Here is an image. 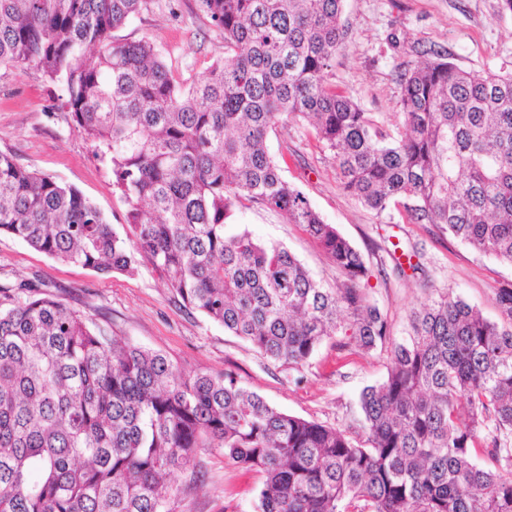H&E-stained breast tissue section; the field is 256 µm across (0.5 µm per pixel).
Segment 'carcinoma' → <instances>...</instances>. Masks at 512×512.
<instances>
[{"label":"carcinoma","instance_id":"obj_1","mask_svg":"<svg viewBox=\"0 0 512 512\" xmlns=\"http://www.w3.org/2000/svg\"><path fill=\"white\" fill-rule=\"evenodd\" d=\"M197 2L224 60L185 86L152 41L115 36L146 0H0V67L34 65L64 88L126 204L122 234L77 189L0 152V235L100 274L144 260L184 307L280 365L334 339L390 346L387 374L360 394L356 438L50 294L0 288V512H172L171 474L200 448L260 476L254 512H512V283L494 290L502 323L446 290L391 342L370 266L268 148L288 119L306 122L365 206L512 265V73L420 51L399 75L391 136L326 80L344 0ZM255 206L301 225L343 282L324 286L233 222ZM401 256L400 272H424L416 248Z\"/></svg>","mask_w":512,"mask_h":512}]
</instances>
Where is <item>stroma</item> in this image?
I'll return each instance as SVG.
<instances>
[{
  "instance_id": "1",
  "label": "stroma",
  "mask_w": 512,
  "mask_h": 512,
  "mask_svg": "<svg viewBox=\"0 0 512 512\" xmlns=\"http://www.w3.org/2000/svg\"><path fill=\"white\" fill-rule=\"evenodd\" d=\"M344 19L348 39L328 80L388 131L399 123L398 75L416 63L419 50L443 49L470 71H512V14L500 11L499 0H345ZM117 35L152 40L187 85L202 80L208 66L224 56V37L197 0H146ZM63 101L61 86L45 81L35 66L0 68V152L77 188L110 224L121 226L126 204L112 186V169L74 127ZM269 146L274 155L285 156L288 181L368 260L374 271L369 296L386 316L393 340L406 338L411 313L429 304L437 290H453L485 317L501 321L493 290L512 281V266L443 236L433 225L410 224L397 211L379 214L363 206L343 190L331 153L307 124L278 129ZM236 221L257 239L288 248L324 285L342 282L323 250L281 213L254 207L237 214ZM395 243L417 247L424 275L399 274L388 254ZM27 282L43 284L110 326L114 335L192 371H234L271 405L322 424L358 426L361 390L387 373V350H339L330 340L302 368L271 363L223 326L185 308L148 263L132 274L102 275L1 235L0 288ZM192 473L199 485L189 489L185 483ZM171 481L181 489L173 512H253L259 486L258 475L234 465L217 448L200 451L186 469L174 471Z\"/></svg>"
}]
</instances>
